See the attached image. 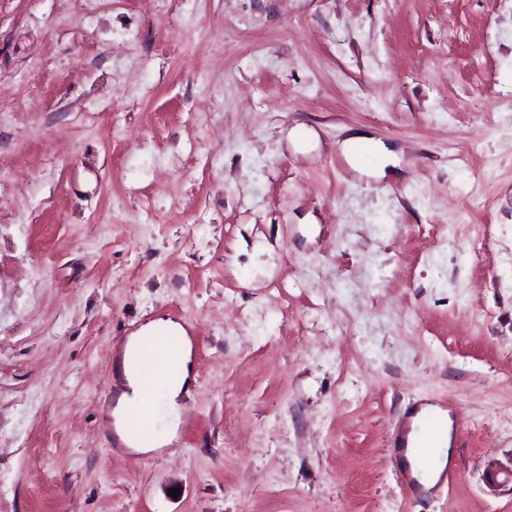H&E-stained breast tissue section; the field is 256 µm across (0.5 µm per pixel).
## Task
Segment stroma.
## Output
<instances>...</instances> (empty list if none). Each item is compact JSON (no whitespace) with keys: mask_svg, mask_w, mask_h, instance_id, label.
<instances>
[{"mask_svg":"<svg viewBox=\"0 0 512 512\" xmlns=\"http://www.w3.org/2000/svg\"><path fill=\"white\" fill-rule=\"evenodd\" d=\"M159 316L196 375L143 453L108 408ZM424 405L456 476L422 492ZM494 463L512 0H0V512H512Z\"/></svg>","mask_w":512,"mask_h":512,"instance_id":"35a3bbf8","label":"stroma"}]
</instances>
